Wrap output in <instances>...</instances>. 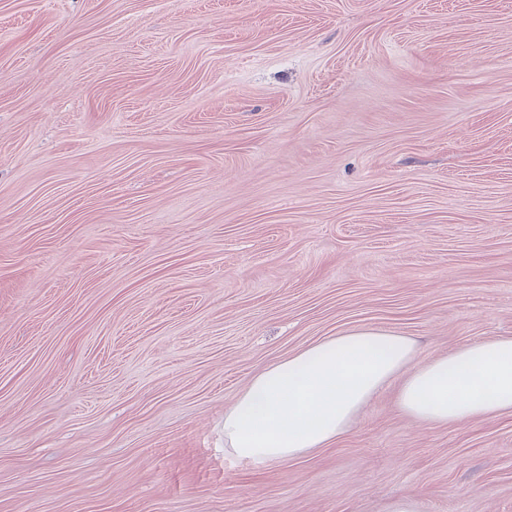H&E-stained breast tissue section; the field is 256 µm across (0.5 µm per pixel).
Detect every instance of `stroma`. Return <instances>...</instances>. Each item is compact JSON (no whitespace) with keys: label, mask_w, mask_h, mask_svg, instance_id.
I'll return each instance as SVG.
<instances>
[{"label":"stroma","mask_w":512,"mask_h":512,"mask_svg":"<svg viewBox=\"0 0 512 512\" xmlns=\"http://www.w3.org/2000/svg\"><path fill=\"white\" fill-rule=\"evenodd\" d=\"M512 336V0H0V512H512V415L224 411L341 330Z\"/></svg>","instance_id":"obj_1"}]
</instances>
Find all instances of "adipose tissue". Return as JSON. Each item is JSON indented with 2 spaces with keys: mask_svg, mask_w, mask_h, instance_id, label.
<instances>
[{
  "mask_svg": "<svg viewBox=\"0 0 512 512\" xmlns=\"http://www.w3.org/2000/svg\"><path fill=\"white\" fill-rule=\"evenodd\" d=\"M416 341L350 328L251 377L224 412V445L255 467L333 443L387 386L406 416L436 427L512 415V336L421 363Z\"/></svg>",
  "mask_w": 512,
  "mask_h": 512,
  "instance_id": "obj_1",
  "label": "adipose tissue"
}]
</instances>
